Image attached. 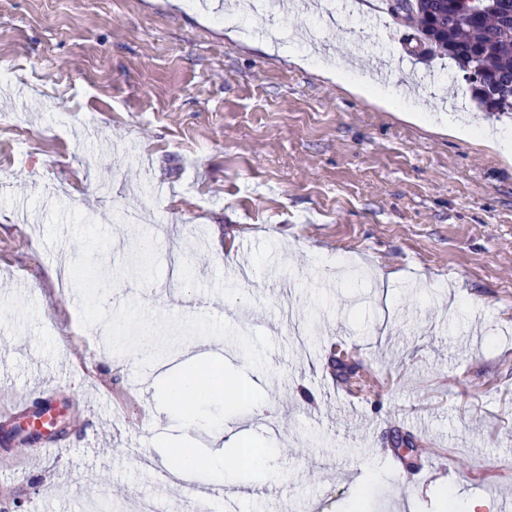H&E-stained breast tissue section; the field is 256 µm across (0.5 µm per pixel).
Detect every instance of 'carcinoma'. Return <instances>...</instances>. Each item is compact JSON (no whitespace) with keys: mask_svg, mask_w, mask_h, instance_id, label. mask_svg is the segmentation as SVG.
Masks as SVG:
<instances>
[{"mask_svg":"<svg viewBox=\"0 0 512 512\" xmlns=\"http://www.w3.org/2000/svg\"><path fill=\"white\" fill-rule=\"evenodd\" d=\"M408 19L416 33L438 35L431 52L448 57L460 71L466 65L460 51L479 49L484 79L497 83L499 95L489 101L471 83L472 100L486 112L512 115V20L507 24L498 17L475 20L462 14L454 0H420Z\"/></svg>","mask_w":512,"mask_h":512,"instance_id":"1","label":"carcinoma"}]
</instances>
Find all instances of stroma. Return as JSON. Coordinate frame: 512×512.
<instances>
[{"label": "stroma", "mask_w": 512, "mask_h": 512, "mask_svg": "<svg viewBox=\"0 0 512 512\" xmlns=\"http://www.w3.org/2000/svg\"><path fill=\"white\" fill-rule=\"evenodd\" d=\"M371 6L334 0L327 27L196 0H0V406L36 407L56 385L69 443L36 461L0 432V512H164L202 490L211 512L229 498L240 512H439L447 489L458 508L512 500V118L471 101L467 119L499 142L449 135L432 117L461 74L408 54L406 28L370 24ZM275 24L287 43L269 45ZM343 32L352 82L381 43L392 87L439 84L426 117L326 76L307 36ZM56 203L111 232L106 272L154 236L158 280H121L113 306L185 317L203 300L266 333L263 369L229 340L195 345L246 369L275 418L235 415L209 439L157 417L183 351L143 367L81 327L56 278L79 248L45 242ZM122 210L143 222L116 223ZM337 359L361 363L367 388ZM231 436L273 449L266 470L155 481L171 444L221 454Z\"/></svg>", "instance_id": "stroma-1"}]
</instances>
